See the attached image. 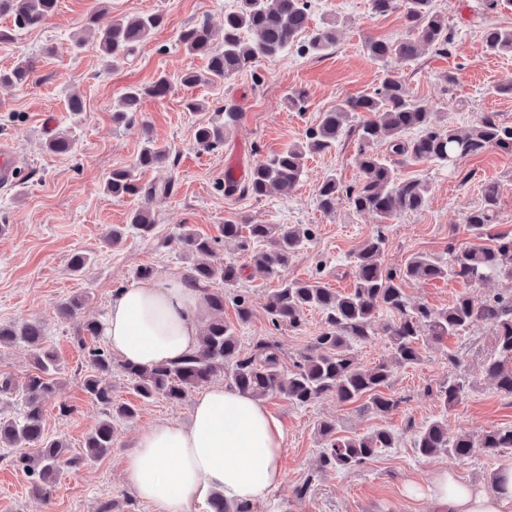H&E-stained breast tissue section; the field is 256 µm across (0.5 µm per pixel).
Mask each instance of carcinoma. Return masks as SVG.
Segmentation results:
<instances>
[{
    "mask_svg": "<svg viewBox=\"0 0 512 512\" xmlns=\"http://www.w3.org/2000/svg\"><path fill=\"white\" fill-rule=\"evenodd\" d=\"M57 2L0 0V15L10 16L14 24L12 29H0V42L12 39L15 29L32 30L46 24ZM399 9L403 10L406 34L385 39L370 37L364 42L367 55L383 69L378 87L321 113L316 125L306 131L305 139L256 159L244 181L228 173L224 175L225 190L229 192L238 190L255 197L284 194L302 180L308 156L335 148L348 133L355 135L359 181L347 185L330 171L315 189L317 207L324 213L335 212L336 202L343 199L352 211L372 213L381 219L372 236L352 254L351 290L342 293L318 280H284L268 295L265 305L276 327L298 328L305 311L321 312L324 331L315 339L317 354L304 356L285 374L278 345L270 340L259 339L251 352L242 353L238 327L250 321L251 307L245 298L235 296L237 324L224 321V289L239 281L243 267L220 254L218 239L201 235L185 224L177 236L179 247L189 256L203 257V261L190 268L186 283L203 290L210 318L197 347L181 359L153 367L119 364L141 400H183L191 389L224 372V367L231 363L233 368L227 378L243 394L258 398L282 396L300 407L328 395L343 403H355L365 397L366 408L389 413L398 401L382 396L380 389L389 385L394 368L419 363L421 341L438 342L448 336H459L480 322L492 328L495 340V351L484 362V372L496 381L500 392L512 397V292L485 295L469 291L442 309L411 302L404 293L405 283L421 279H459L475 284L493 276L512 280V236L502 235L492 245L473 248H458L450 242L448 258L418 253L395 270L382 264L387 221L401 213L422 210L430 192L428 182L400 176L397 157L449 168L459 159L480 155L490 148L512 152V126L503 125L497 113L484 112L468 129L461 130L439 122L436 113L407 92L399 73L388 63L393 59L411 63L426 48L448 54L455 32L448 19L435 9L433 0H371L375 16ZM310 14L311 0H237V8L224 13L221 44L214 43L206 20L185 27L178 33V43L188 54L208 58V66L204 75L193 71L182 74L179 83L187 88L201 83L221 85L258 60H275L293 48L305 55H330L336 47V23L329 21L312 29ZM163 24L164 17L158 12L114 18L109 9L101 6L89 14L85 28L94 32L103 61L114 67ZM482 33L488 53L512 55V28L484 24ZM34 71L30 59L0 69V85L22 87L29 83ZM171 90L172 81L166 75L148 85L125 89L114 106L112 120L117 124L129 123L133 114L140 111L143 99H162ZM356 112L362 118L351 126L349 122ZM238 117L239 109L234 104L214 112L197 125L194 147L207 153L224 149L226 134ZM142 135L134 168L113 170L105 184L106 191L115 199L135 196L141 200V205L130 212L128 225L112 229L114 246L122 242L129 228L143 237L150 236L154 219L147 202L171 192L169 183L143 186L135 178L134 171L155 168L172 157L170 149L153 139L148 131ZM384 141L388 143L385 154L377 150ZM48 147L54 153L70 154L74 140L59 133L50 138ZM498 201V185L485 184L481 206L464 215L468 232L477 238L487 233L495 221ZM247 228L244 237L242 225L228 221L221 231L226 239L241 240V247L250 253L254 266L269 278L280 276L311 237L310 228L301 224H249ZM217 282L223 287H212ZM381 310L393 316L385 326L391 360L365 369L356 362L353 348L375 336L373 321L375 313ZM18 340L33 348V369L20 383L9 377L0 380V393H15L22 400V409L16 415H0V446L19 449L12 464L25 473L32 492L48 500L60 470H78L88 461L111 452L117 425L135 419L138 406L113 397L108 381L114 366L112 353L100 346L91 348L84 338H78V345L86 350L93 369L84 388L108 413L86 438L84 450L72 452L64 440L45 433L43 422V403L58 384L57 355L47 347L44 329L36 320L0 324V346ZM466 389L465 378L450 376L436 388L435 396L448 408L459 401ZM319 433L328 439L320 455L321 468L336 472L358 470L381 449L395 447L396 442L390 430L338 438L336 423L330 421L319 424ZM413 444L416 452L426 458H465L476 449L488 456H501L503 450H512V427L488 430L477 442L465 432L450 440L446 424L435 419L414 434ZM208 508L209 512H251L247 503L230 507L219 492L211 495Z\"/></svg>",
    "mask_w": 512,
    "mask_h": 512,
    "instance_id": "obj_1",
    "label": "carcinoma"
}]
</instances>
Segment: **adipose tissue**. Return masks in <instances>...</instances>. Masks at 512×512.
I'll list each match as a JSON object with an SVG mask.
<instances>
[{
    "mask_svg": "<svg viewBox=\"0 0 512 512\" xmlns=\"http://www.w3.org/2000/svg\"><path fill=\"white\" fill-rule=\"evenodd\" d=\"M203 295L182 281L160 277L117 289L104 335L122 362L152 366L193 351L201 334ZM283 435L262 400L218 385L195 399L189 425L163 422L138 437L124 476L155 512H193L220 492L235 503L264 499L282 481ZM431 500L443 512H512V469L493 489L436 473Z\"/></svg>",
    "mask_w": 512,
    "mask_h": 512,
    "instance_id": "obj_1",
    "label": "adipose tissue"
}]
</instances>
